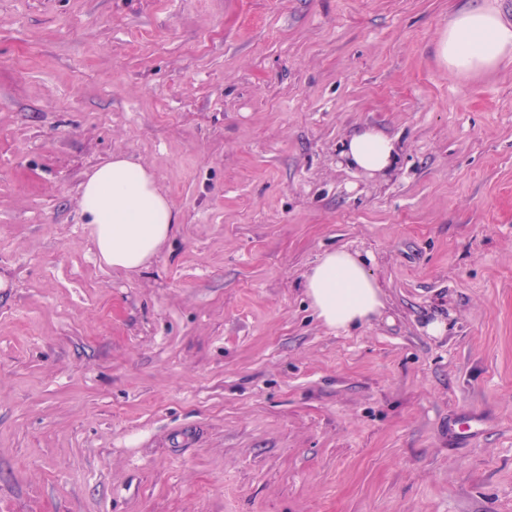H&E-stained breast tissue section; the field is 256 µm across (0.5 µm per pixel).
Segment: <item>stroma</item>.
Returning <instances> with one entry per match:
<instances>
[{"instance_id": "35a3bbf8", "label": "stroma", "mask_w": 512, "mask_h": 512, "mask_svg": "<svg viewBox=\"0 0 512 512\" xmlns=\"http://www.w3.org/2000/svg\"><path fill=\"white\" fill-rule=\"evenodd\" d=\"M458 4L0 0V512H512V61L448 73ZM116 154L178 213L135 274L79 204ZM397 152L394 138L373 127H365L349 138L342 155L349 167L373 176L388 172L396 161ZM365 259L336 250L324 254L305 274V293L330 329L348 331L381 313L382 290Z\"/></svg>"}]
</instances>
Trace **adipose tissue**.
I'll return each mask as SVG.
<instances>
[{
    "label": "adipose tissue",
    "mask_w": 512,
    "mask_h": 512,
    "mask_svg": "<svg viewBox=\"0 0 512 512\" xmlns=\"http://www.w3.org/2000/svg\"><path fill=\"white\" fill-rule=\"evenodd\" d=\"M437 53L452 74L495 69L512 57V21L484 0H468L440 34ZM397 152L394 138L365 127L349 138L342 155L349 167L373 176L388 172ZM80 207L100 260L127 273L151 261L178 222L175 207L148 169L121 155L88 175ZM304 281L319 319L336 331L358 327L384 306L365 258L345 250L324 254Z\"/></svg>",
    "instance_id": "obj_1"
}]
</instances>
